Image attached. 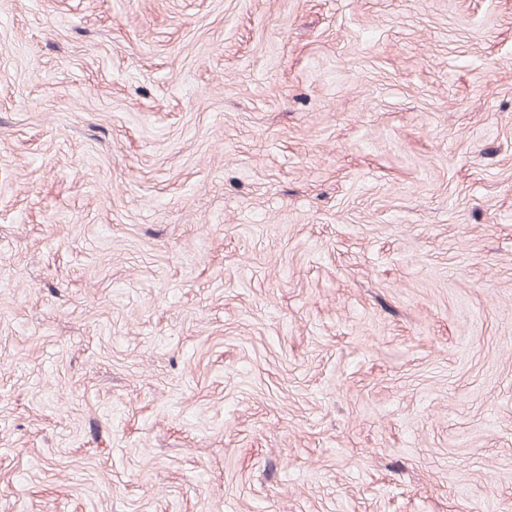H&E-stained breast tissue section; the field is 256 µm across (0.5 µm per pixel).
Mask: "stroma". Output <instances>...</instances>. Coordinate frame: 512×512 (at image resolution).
Segmentation results:
<instances>
[{
  "label": "stroma",
  "instance_id": "35a3bbf8",
  "mask_svg": "<svg viewBox=\"0 0 512 512\" xmlns=\"http://www.w3.org/2000/svg\"><path fill=\"white\" fill-rule=\"evenodd\" d=\"M0 512H512V0H0Z\"/></svg>",
  "mask_w": 512,
  "mask_h": 512
}]
</instances>
